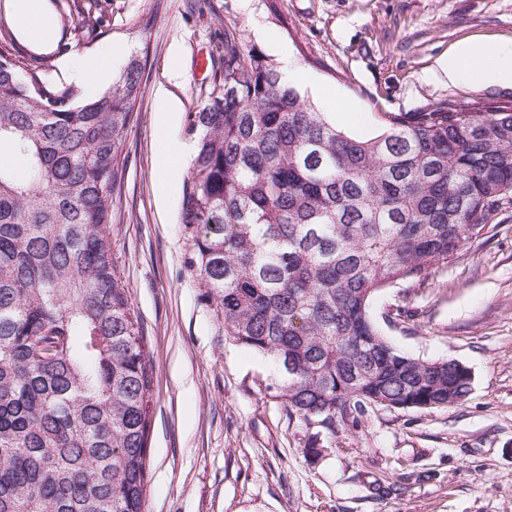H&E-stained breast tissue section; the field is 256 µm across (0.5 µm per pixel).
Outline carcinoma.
Here are the masks:
<instances>
[{
	"label": "carcinoma",
	"instance_id": "1",
	"mask_svg": "<svg viewBox=\"0 0 512 512\" xmlns=\"http://www.w3.org/2000/svg\"><path fill=\"white\" fill-rule=\"evenodd\" d=\"M79 42L102 30L73 0ZM189 113L195 153L179 223L224 335L272 359L289 412L328 429L371 404L455 405L472 374L400 351L380 294L429 281L512 196V105L383 112L336 126L235 26ZM147 54L100 96L0 53V512H142L152 402L148 353L112 261L120 157Z\"/></svg>",
	"mask_w": 512,
	"mask_h": 512
}]
</instances>
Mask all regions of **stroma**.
Masks as SVG:
<instances>
[{
	"label": "stroma",
	"instance_id": "stroma-1",
	"mask_svg": "<svg viewBox=\"0 0 512 512\" xmlns=\"http://www.w3.org/2000/svg\"><path fill=\"white\" fill-rule=\"evenodd\" d=\"M157 21L147 33L136 23ZM101 36L80 42L147 49L112 207V259L149 350L153 402L144 512H512V203L433 280L374 304L387 337L423 360L454 359L473 376L459 404L379 405L328 430L288 412L264 356L225 338L201 288L181 197L159 178L155 93L179 100L172 132L207 87L196 54L233 24L258 52L265 28L325 88L337 126L368 137L382 112L441 101L512 104V87L452 86L439 62L473 43L512 40V0H108ZM182 76H174V67ZM318 448L319 456L308 453Z\"/></svg>",
	"mask_w": 512,
	"mask_h": 512
}]
</instances>
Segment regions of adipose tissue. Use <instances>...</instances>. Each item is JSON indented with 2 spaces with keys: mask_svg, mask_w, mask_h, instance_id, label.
Segmentation results:
<instances>
[{
  "mask_svg": "<svg viewBox=\"0 0 512 512\" xmlns=\"http://www.w3.org/2000/svg\"><path fill=\"white\" fill-rule=\"evenodd\" d=\"M14 19L19 34L41 53L51 52L59 31L46 0H5L4 5ZM126 50L110 44L91 56L76 52L59 64L67 81L84 87L87 94L98 93L118 65ZM440 67L449 83L512 86V41L499 44L496 50L471 45L449 52Z\"/></svg>",
  "mask_w": 512,
  "mask_h": 512,
  "instance_id": "ef3b65f1",
  "label": "adipose tissue"
}]
</instances>
